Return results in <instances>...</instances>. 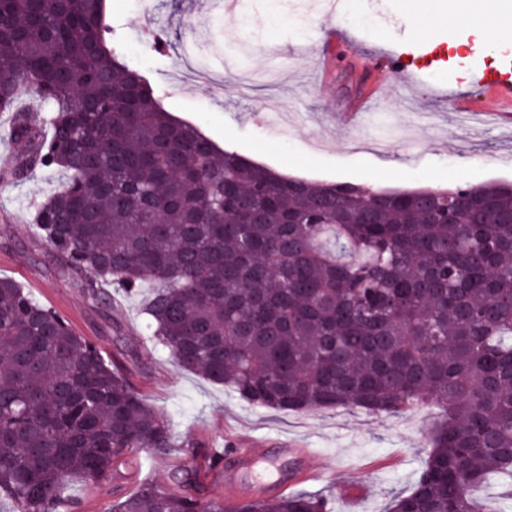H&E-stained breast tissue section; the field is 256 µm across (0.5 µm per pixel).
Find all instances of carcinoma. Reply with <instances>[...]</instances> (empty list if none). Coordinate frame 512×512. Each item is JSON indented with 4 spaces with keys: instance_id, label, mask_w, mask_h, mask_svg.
<instances>
[{
    "instance_id": "carcinoma-1",
    "label": "carcinoma",
    "mask_w": 512,
    "mask_h": 512,
    "mask_svg": "<svg viewBox=\"0 0 512 512\" xmlns=\"http://www.w3.org/2000/svg\"><path fill=\"white\" fill-rule=\"evenodd\" d=\"M105 0H0V112L13 176L60 171L35 207L55 272L89 300L152 283L147 329L178 366L261 408L439 409L388 512L512 503V184L375 190L277 175L174 119L126 65ZM37 109L16 106L21 90ZM126 370L0 278V512H76L80 478L171 454ZM206 448L113 512H331L305 491L224 510ZM502 484L492 500L471 490Z\"/></svg>"
}]
</instances>
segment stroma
<instances>
[{
	"instance_id": "35a3bbf8",
	"label": "stroma",
	"mask_w": 512,
	"mask_h": 512,
	"mask_svg": "<svg viewBox=\"0 0 512 512\" xmlns=\"http://www.w3.org/2000/svg\"><path fill=\"white\" fill-rule=\"evenodd\" d=\"M266 7V0H238L232 14L224 0L106 2L107 21L130 67L147 77L166 111L219 146L316 183L390 190L512 183V125L499 118L498 105L477 81V73L495 64L475 49L472 34L443 25L433 47L404 22L402 0H341L334 21L354 47L329 64L320 41L332 21L325 0H281L288 22L272 29L263 21ZM396 51L409 53L415 81L382 70L380 55ZM460 96L468 98L469 114L454 111ZM352 98L369 106L365 122H335L334 113ZM261 105L283 107L287 123L255 122ZM10 118L0 112V277L61 313L104 354H112L115 336L125 337L132 382L164 414L179 447L168 456L137 453L125 489L145 480L172 486L180 459L198 444L260 451L279 440L318 456L320 475L294 489L329 496L334 512L351 508L335 495L339 483L363 487L358 512H385L390 496L412 489L434 408L392 417L348 408L294 413L254 407L156 348L142 298L106 284L105 302L97 305L76 281L58 276L32 213L63 175L40 171L15 181Z\"/></svg>"
}]
</instances>
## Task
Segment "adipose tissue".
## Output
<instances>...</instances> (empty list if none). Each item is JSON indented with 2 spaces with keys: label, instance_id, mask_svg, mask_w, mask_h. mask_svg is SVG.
<instances>
[{
  "label": "adipose tissue",
  "instance_id": "adipose-tissue-1",
  "mask_svg": "<svg viewBox=\"0 0 512 512\" xmlns=\"http://www.w3.org/2000/svg\"><path fill=\"white\" fill-rule=\"evenodd\" d=\"M404 16L416 37L427 43L442 22L469 29L482 48L512 40V12L500 0H406Z\"/></svg>",
  "mask_w": 512,
  "mask_h": 512
}]
</instances>
